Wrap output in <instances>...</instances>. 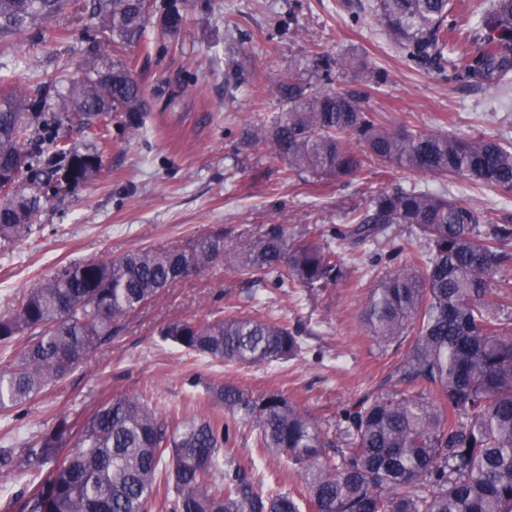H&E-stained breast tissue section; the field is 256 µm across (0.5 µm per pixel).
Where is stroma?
Wrapping results in <instances>:
<instances>
[{"mask_svg": "<svg viewBox=\"0 0 512 512\" xmlns=\"http://www.w3.org/2000/svg\"><path fill=\"white\" fill-rule=\"evenodd\" d=\"M84 0H69L48 27L47 42L28 37L0 46V62H16V84L30 74L68 66L79 75L80 54L72 36L92 30ZM185 25L160 32L151 15L142 36L119 47L143 83L150 109L144 132L131 135L118 114L102 118L109 137L103 167L91 182L64 188L33 234L0 251V315L16 296L56 268L75 262L109 261L129 251L183 246L199 234L232 225L258 231L277 219L303 234L315 224L346 223L364 204L365 181L319 179L307 185L288 179L272 150L237 152L243 128L268 117L278 105L269 94L289 59L315 48L334 59L355 57L366 69L340 75L338 85L366 92V105L391 127L444 129L460 135L491 134L512 141V77L497 88L448 81L401 58L370 13L352 19L336 0H181ZM251 62L255 84L235 98L224 93L229 60ZM383 68L389 83L369 87L368 68ZM382 184L417 182L437 192L467 191L472 202L498 222L512 199L460 180L390 169ZM368 280L348 277L320 297L268 293L216 266L173 283L160 298L122 320L110 343L90 351L64 379L29 401L17 416L0 417V446L20 448L50 431L59 418L80 425L116 395L145 393L164 418L218 415L208 406L209 385L232 382L253 395L273 389L319 419L374 390L410 337L378 345L361 321ZM234 307L245 314L274 311L299 330L307 351L275 368L229 365L186 354L158 333L172 319L204 318ZM239 459L254 463L267 483L301 488L285 458L254 446L251 430L237 443Z\"/></svg>", "mask_w": 512, "mask_h": 512, "instance_id": "1", "label": "stroma"}]
</instances>
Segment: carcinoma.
Segmentation results:
<instances>
[{
	"instance_id": "carcinoma-1",
	"label": "carcinoma",
	"mask_w": 512,
	"mask_h": 512,
	"mask_svg": "<svg viewBox=\"0 0 512 512\" xmlns=\"http://www.w3.org/2000/svg\"><path fill=\"white\" fill-rule=\"evenodd\" d=\"M67 0H0V43L45 38L43 24ZM156 0H88L103 39L84 38L85 71L62 67L31 91L0 99V248L23 241L50 199L92 180L102 157L96 125L120 112L131 134L147 112L143 85L112 45L142 34ZM355 14L375 12L405 60L448 81L497 87L512 73V0H489L480 28L455 17L453 0H340ZM164 31L186 21L163 0ZM478 43L471 56L463 43ZM252 76L224 72L232 92ZM330 54L288 61L269 89L279 105L245 129L246 150L272 148L288 178H357L396 167L446 180L461 177L512 195V142L443 130L390 128L358 93L334 86ZM76 118L87 141L60 133ZM364 207L347 224L314 225L299 238L275 220L259 232L233 226L186 247L140 248L107 262L56 269L0 316V344L24 340L0 372V410L22 408L67 376L113 325L177 279L222 265L246 282L312 295L343 280L345 252L376 246L374 284L362 320L387 345L412 336L378 388L321 421L280 391L253 396L240 386L209 387L224 419L185 416L171 427L143 393L103 403L80 427L66 418L25 448H0V474L25 478L22 512H512V332L498 314L512 297L491 288L512 259V214L484 228L468 195H438L415 184L366 183ZM402 228L419 235L406 251ZM164 339L184 351L233 365L295 359L298 332L271 314L221 311L203 322L172 320ZM256 447L281 454L304 491L265 488L235 455L241 427Z\"/></svg>"
}]
</instances>
